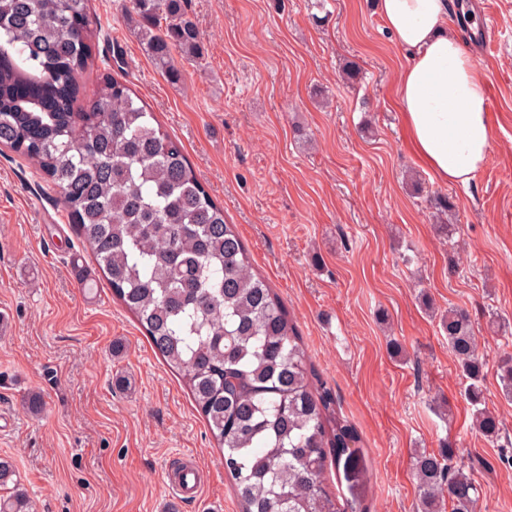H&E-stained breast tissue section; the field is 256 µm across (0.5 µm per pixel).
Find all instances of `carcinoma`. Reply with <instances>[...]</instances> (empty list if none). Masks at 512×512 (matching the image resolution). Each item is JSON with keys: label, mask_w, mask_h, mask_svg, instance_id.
Segmentation results:
<instances>
[{"label": "carcinoma", "mask_w": 512, "mask_h": 512, "mask_svg": "<svg viewBox=\"0 0 512 512\" xmlns=\"http://www.w3.org/2000/svg\"><path fill=\"white\" fill-rule=\"evenodd\" d=\"M133 4L145 52L179 80L172 51L201 55L186 0ZM94 36L88 0H0V145L62 189L112 294L205 418L240 512H362L359 436L183 145L114 76L91 110H74ZM441 326L474 426L499 439L502 423L482 406L486 362L469 314L450 308ZM497 377L512 401V355ZM452 457L449 447L416 454L421 512H476L478 488ZM330 462L351 483L343 503L324 483ZM31 509L15 487L0 496V512Z\"/></svg>", "instance_id": "1"}]
</instances>
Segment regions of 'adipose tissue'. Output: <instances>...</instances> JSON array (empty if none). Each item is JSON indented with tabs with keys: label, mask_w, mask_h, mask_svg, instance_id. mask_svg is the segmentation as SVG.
Here are the masks:
<instances>
[{
	"label": "adipose tissue",
	"mask_w": 512,
	"mask_h": 512,
	"mask_svg": "<svg viewBox=\"0 0 512 512\" xmlns=\"http://www.w3.org/2000/svg\"><path fill=\"white\" fill-rule=\"evenodd\" d=\"M406 53L396 88L410 145L433 177L469 186L491 141L485 78L448 29V0H379Z\"/></svg>",
	"instance_id": "ef3b65f1"
}]
</instances>
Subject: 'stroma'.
<instances>
[{
    "instance_id": "obj_1",
    "label": "stroma",
    "mask_w": 512,
    "mask_h": 512,
    "mask_svg": "<svg viewBox=\"0 0 512 512\" xmlns=\"http://www.w3.org/2000/svg\"><path fill=\"white\" fill-rule=\"evenodd\" d=\"M375 2L191 0L202 55L177 59L172 83L139 41L132 0H90L102 29L74 107L88 109L109 74L181 141L360 434L366 512H414L413 458L447 445L478 485V512H512L500 448L512 401L496 377L512 354V0H489L495 39L471 52L492 139L466 187L433 180L409 147L395 103L405 53ZM351 60L361 71L347 81ZM448 196L449 218L436 206ZM447 218L465 242L456 256L436 231ZM75 253L94 268L60 194L0 147V457L36 512H239L186 388L105 280L73 277ZM451 307L469 313L485 354L500 441L473 425L440 324ZM190 460L201 489L175 498L166 475Z\"/></svg>"
}]
</instances>
